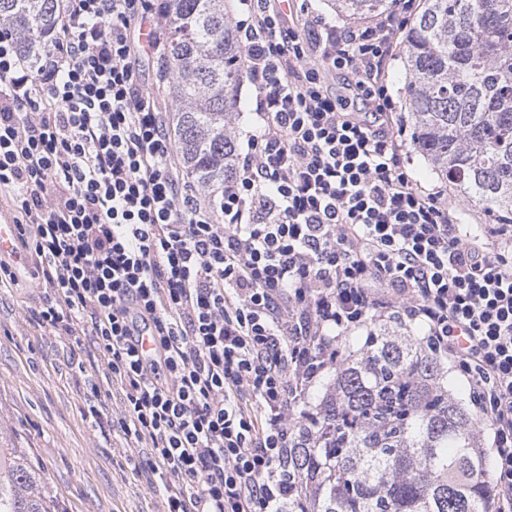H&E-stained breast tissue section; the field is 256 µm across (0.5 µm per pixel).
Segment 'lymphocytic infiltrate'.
<instances>
[{
    "label": "lymphocytic infiltrate",
    "instance_id": "f902f5d3",
    "mask_svg": "<svg viewBox=\"0 0 512 512\" xmlns=\"http://www.w3.org/2000/svg\"><path fill=\"white\" fill-rule=\"evenodd\" d=\"M282 2L241 0L256 130L220 211L142 80L159 0H60L36 71L0 22V192L40 273L18 321L93 346L88 411L161 512H302L288 450L313 390L345 333L401 319L465 379L512 512V225L471 232L411 171L390 63L415 4L300 28Z\"/></svg>",
    "mask_w": 512,
    "mask_h": 512
}]
</instances>
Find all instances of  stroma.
<instances>
[{"mask_svg": "<svg viewBox=\"0 0 512 512\" xmlns=\"http://www.w3.org/2000/svg\"><path fill=\"white\" fill-rule=\"evenodd\" d=\"M13 266L19 283L0 295V431L43 473L61 512H159L120 437H96L67 340L18 322L36 302L37 268L26 251Z\"/></svg>", "mask_w": 512, "mask_h": 512, "instance_id": "stroma-1", "label": "stroma"}]
</instances>
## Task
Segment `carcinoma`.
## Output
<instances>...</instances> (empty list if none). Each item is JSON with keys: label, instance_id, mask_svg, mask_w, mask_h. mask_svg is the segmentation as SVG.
Returning a JSON list of instances; mask_svg holds the SVG:
<instances>
[{"label": "carcinoma", "instance_id": "1", "mask_svg": "<svg viewBox=\"0 0 512 512\" xmlns=\"http://www.w3.org/2000/svg\"><path fill=\"white\" fill-rule=\"evenodd\" d=\"M230 0H163L162 71L184 174L220 206L237 165L245 48ZM364 19L392 0H330ZM59 0H0L36 69L58 32ZM400 59L414 139L429 170L497 224H512V0H420ZM313 448L289 449L307 512H493L481 423L448 382V364L395 318L369 330L324 381ZM0 512H53L27 456L0 448Z\"/></svg>", "mask_w": 512, "mask_h": 512}]
</instances>
